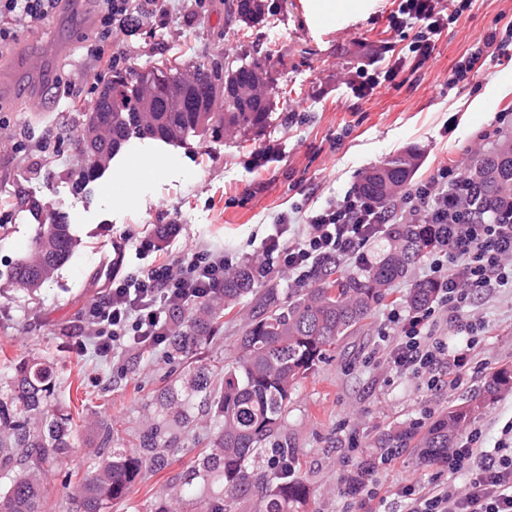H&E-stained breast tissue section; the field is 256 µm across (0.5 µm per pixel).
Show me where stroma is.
<instances>
[{
  "mask_svg": "<svg viewBox=\"0 0 512 512\" xmlns=\"http://www.w3.org/2000/svg\"><path fill=\"white\" fill-rule=\"evenodd\" d=\"M337 22L322 19L315 0H266L260 18L228 16L225 0L180 4L154 28L119 30L114 42L125 49L129 66L164 61L192 71L229 56L240 63H266L264 96L270 103L262 128L233 130L219 138L192 137L175 146L149 141L134 152L154 157L158 172L116 201L75 186L83 163L76 137L82 114L109 77L86 56L82 30L96 20L93 0H65L48 23L20 33L0 55V120L13 141L32 146L29 156L0 145V394L23 359H45L55 370L59 402L78 433L75 447L52 479L45 512H67V496L77 486L98 443L97 423L111 422L119 445L135 447L148 416L158 415L156 391L168 384L185 389L193 367H223L236 348L240 311L222 317L212 340L191 359L170 348L123 351L110 361L69 349V331L85 309L104 295L112 277L142 266L141 240L156 225L177 222L173 251L201 246L246 258L258 250L280 215L292 232L302 230L305 189L320 198H338L360 184L372 168L409 149H419L415 174L422 180L446 162L469 170L480 154L512 134L481 139L494 115L472 109L474 100L495 101L512 113V42L505 53L486 51L478 76L449 84L459 61L482 47L494 29L512 38V0H455L457 14L427 59L409 46L417 32L388 27L392 0H359ZM377 53L382 65L399 64L392 79L356 96L344 79ZM39 95L41 109H27ZM38 211H31L30 202ZM70 220L75 247L69 260L35 288L17 285L6 271L27 257L39 224ZM418 263L411 279L395 281L358 333L345 338L299 385L288 409V434L297 449L295 474L310 490L307 512H346L340 478L350 438L361 457L373 443L399 427L430 423L448 407L482 395L490 372L512 366V291L476 299L489 326L481 338L486 373L465 376L454 389L428 390L417 379L383 365L380 338L390 308L404 306L412 280L423 279ZM202 446L184 433L166 468L140 476L111 512H153L168 498L179 474L197 459ZM383 494L404 480L428 487L448 479L441 463H426L405 452L379 474Z\"/></svg>",
  "mask_w": 512,
  "mask_h": 512,
  "instance_id": "obj_1",
  "label": "stroma"
}]
</instances>
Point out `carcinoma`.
<instances>
[{
	"mask_svg": "<svg viewBox=\"0 0 512 512\" xmlns=\"http://www.w3.org/2000/svg\"><path fill=\"white\" fill-rule=\"evenodd\" d=\"M263 62L239 65L224 58L196 68L193 81L166 63L138 69L117 67L95 100L96 110L82 113L79 138L84 166L81 186L95 182L124 147L150 140L165 145L189 136L217 138L229 129L262 126L268 102L251 93L264 80ZM120 106H112V93ZM417 168L412 152L398 154L368 172L360 189L380 200L406 186ZM475 190L466 202L469 220L486 224L512 211V141L476 159ZM433 224H394L387 246L373 262L334 275L324 271L308 288H296L288 300L277 288H260L262 275L243 265L224 276V303L197 309L171 330L167 344L184 357L210 339L220 309L244 296L252 306L244 317L233 360L224 366V386L212 387L211 372L199 365L191 391L205 393V417L195 415L191 398L169 385L156 396L165 417L154 422L134 450L113 445L112 425L99 424L100 447L95 461L69 499L71 512H109L130 485L146 471L168 465L179 432L198 427L212 430L210 450L180 475L182 489L155 512H184L190 498L193 512H226L224 497L253 499L258 512H299L308 497L304 481L281 471L295 459L288 437V405L298 384L332 348L351 335L371 314L373 304L398 279L410 277L416 264L440 246ZM73 247L67 224H40L30 259L11 268L10 277L34 288L56 266L69 259ZM436 286L424 280L409 288L411 309L429 304ZM10 393L0 395V512H43L46 485L71 451L75 430L69 415L52 404L56 390L48 361H24L14 368ZM512 392V367L498 369L488 381L483 402ZM482 402L448 409L428 425L405 427L375 442L377 448H416L427 462L440 460L454 447ZM273 470L270 478L267 470Z\"/></svg>",
	"mask_w": 512,
	"mask_h": 512,
	"instance_id": "carcinoma-1",
	"label": "carcinoma"
}]
</instances>
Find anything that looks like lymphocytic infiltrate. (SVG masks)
<instances>
[{
  "label": "lymphocytic infiltrate",
  "instance_id": "1",
  "mask_svg": "<svg viewBox=\"0 0 512 512\" xmlns=\"http://www.w3.org/2000/svg\"><path fill=\"white\" fill-rule=\"evenodd\" d=\"M94 42L88 48L94 65L116 66L125 54L109 40L119 17L136 14L140 26L153 27L167 16L171 0H98ZM62 0H0V49L9 48L20 31L49 19ZM447 0H400L388 15L391 29L419 24L415 49L429 55L442 34ZM470 175L455 164H443L389 201L381 203L361 191L326 200L306 218V232L289 233L280 217L252 262L276 266L289 287L301 288L330 262L358 259L387 225L425 222L444 225V247L432 254L429 280L438 286L431 304L406 312L390 309L387 320L397 340L385 356L403 376L424 380L428 389L441 388V366L457 378L479 369L484 316L474 309L481 295L512 289V216L492 224L470 223L464 202ZM172 230L154 231L143 245L155 255L145 267L113 278L108 292L89 305L76 326L72 350L94 352L106 360L123 348L154 350L164 346L174 312L202 306L224 296V275L241 264L221 251L202 249L175 255L169 252ZM449 479L422 488L412 482L398 486L396 495L409 512H512V419L501 429L493 448H485L479 428L468 429L449 451Z\"/></svg>",
  "mask_w": 512,
  "mask_h": 512
}]
</instances>
